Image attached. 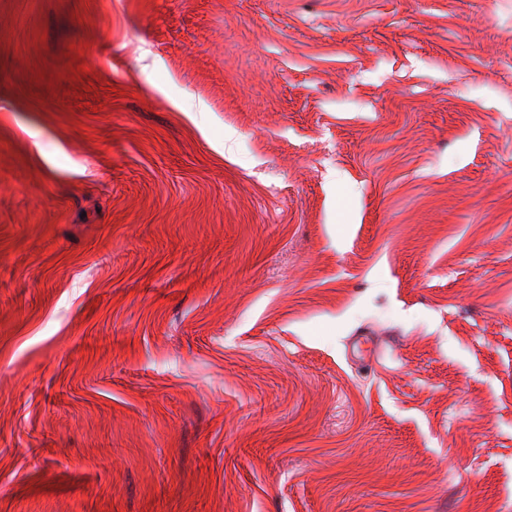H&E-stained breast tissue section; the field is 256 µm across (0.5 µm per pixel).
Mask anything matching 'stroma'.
Instances as JSON below:
<instances>
[{
  "label": "stroma",
  "mask_w": 512,
  "mask_h": 512,
  "mask_svg": "<svg viewBox=\"0 0 512 512\" xmlns=\"http://www.w3.org/2000/svg\"><path fill=\"white\" fill-rule=\"evenodd\" d=\"M0 512H512V0H0Z\"/></svg>",
  "instance_id": "obj_1"
}]
</instances>
